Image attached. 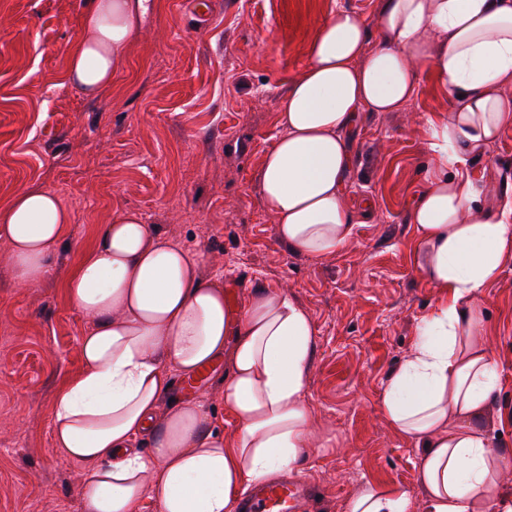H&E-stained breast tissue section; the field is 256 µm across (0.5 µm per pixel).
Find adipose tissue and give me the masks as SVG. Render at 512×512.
I'll return each instance as SVG.
<instances>
[{"label": "adipose tissue", "instance_id": "adipose-tissue-1", "mask_svg": "<svg viewBox=\"0 0 512 512\" xmlns=\"http://www.w3.org/2000/svg\"><path fill=\"white\" fill-rule=\"evenodd\" d=\"M142 0H88L85 37L69 56L70 81L86 95L124 62ZM380 45L352 11H331L309 62L278 101L283 130L266 153L261 201L280 241L319 259L350 239L357 216L345 183L346 133L359 112H398L421 69L451 99L447 124L430 129L436 166L410 221L417 266L439 290L410 350L388 381L382 412L422 448L425 512H512L504 465L480 418L496 390L498 364L481 336L483 292L512 259V196L496 207L469 175L472 158L512 125V0H381ZM69 213L42 187L0 211L16 280L52 277ZM200 254L144 224L133 211L104 225L66 282L70 304L92 326L80 340L81 371L57 391L53 445L86 469L82 512H135L145 495L160 512H232L248 484L292 468L311 438L307 404L315 325L281 291L256 288L230 308L204 281ZM225 361L219 394L237 421L233 441L203 403L160 413L172 373L196 377ZM151 453L137 451L142 437ZM348 512H412L406 493L368 489Z\"/></svg>", "mask_w": 512, "mask_h": 512}]
</instances>
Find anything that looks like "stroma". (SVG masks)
I'll list each match as a JSON object with an SVG mask.
<instances>
[{
	"instance_id": "stroma-1",
	"label": "stroma",
	"mask_w": 512,
	"mask_h": 512,
	"mask_svg": "<svg viewBox=\"0 0 512 512\" xmlns=\"http://www.w3.org/2000/svg\"><path fill=\"white\" fill-rule=\"evenodd\" d=\"M379 5L222 0L202 26L187 0H145L124 66L89 98L69 81L86 0H0V209L40 186L71 214L54 274L40 286L15 280L0 238V512H81L85 471L52 446L54 394L80 372L90 326L65 288L102 226L129 210L201 254V278L222 286L230 306L265 287L311 316L313 433L291 472L315 498L300 512H348L375 487L406 492L414 512H424L420 449L389 425L381 401L438 298L417 271L409 216L433 168L426 131L447 122L448 94L423 70L403 111L359 112L347 134L346 194L360 219L336 254L291 253L260 194L265 155L281 134L278 100L304 71L320 22L340 7L356 13L372 50ZM469 173L486 203L512 189V127ZM483 305V343L499 368L485 426L512 466V261L485 288ZM224 368L180 383L169 398L201 400L230 441L237 424L216 397Z\"/></svg>"
}]
</instances>
